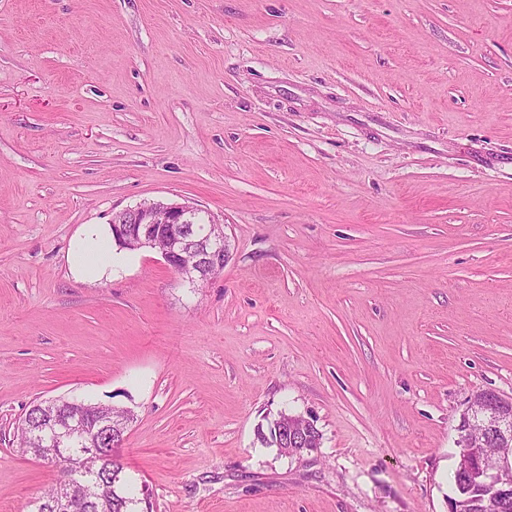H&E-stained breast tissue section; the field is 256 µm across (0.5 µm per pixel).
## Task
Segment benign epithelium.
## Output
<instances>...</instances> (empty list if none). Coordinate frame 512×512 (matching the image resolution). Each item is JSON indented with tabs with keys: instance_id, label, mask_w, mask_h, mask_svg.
<instances>
[{
	"instance_id": "7a95c632",
	"label": "benign epithelium",
	"mask_w": 512,
	"mask_h": 512,
	"mask_svg": "<svg viewBox=\"0 0 512 512\" xmlns=\"http://www.w3.org/2000/svg\"><path fill=\"white\" fill-rule=\"evenodd\" d=\"M112 231L118 241L131 248L158 251L165 265L192 285L223 271L230 257V241L223 225L211 216L203 217L200 208L186 203L157 201L124 209L113 215ZM69 405L70 422L50 429L52 447L66 458V440L83 427L84 410L81 400H71ZM476 426L497 440L500 451L495 460H486L481 443L471 439ZM313 428L307 420L291 428L281 439V452L300 455L296 445L307 439ZM457 431L459 454L469 458L468 466L461 470L462 486L458 491L476 487L484 503L492 507L506 498L512 501V397L494 391L474 394L460 415Z\"/></svg>"
}]
</instances>
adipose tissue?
Returning <instances> with one entry per match:
<instances>
[{
    "label": "adipose tissue",
    "instance_id": "ef3b65f1",
    "mask_svg": "<svg viewBox=\"0 0 512 512\" xmlns=\"http://www.w3.org/2000/svg\"><path fill=\"white\" fill-rule=\"evenodd\" d=\"M132 256V251L116 244L110 224H84L71 239L66 262L74 280L94 283L112 279Z\"/></svg>",
    "mask_w": 512,
    "mask_h": 512
}]
</instances>
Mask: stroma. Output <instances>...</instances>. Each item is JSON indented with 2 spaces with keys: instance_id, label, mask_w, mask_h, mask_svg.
Returning a JSON list of instances; mask_svg holds the SVG:
<instances>
[{
  "instance_id": "stroma-1",
  "label": "stroma",
  "mask_w": 512,
  "mask_h": 512,
  "mask_svg": "<svg viewBox=\"0 0 512 512\" xmlns=\"http://www.w3.org/2000/svg\"><path fill=\"white\" fill-rule=\"evenodd\" d=\"M224 226L74 281L80 225ZM512 397V0H0V512L37 401L129 409L153 512H448L459 414ZM313 421L288 457L258 428ZM202 212L186 203L157 201L115 213L112 229L110 223L83 224L72 237L65 257L68 273L83 283L112 280L136 252L120 248L113 239L114 231L118 241L131 248L157 250L182 281L203 283L223 271L231 245L223 225L212 216L205 220ZM102 246L107 254L99 260ZM185 254L193 256L191 263H183Z\"/></svg>"
}]
</instances>
